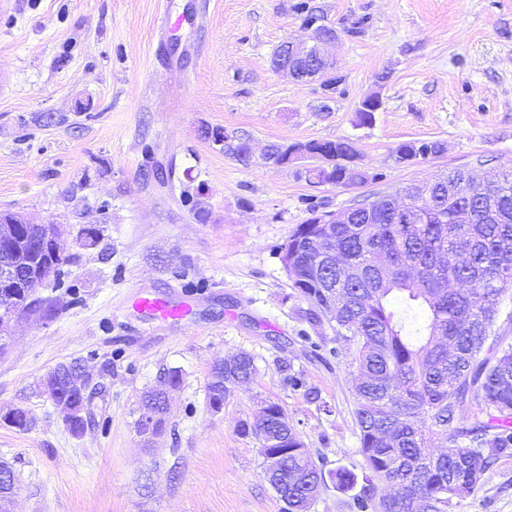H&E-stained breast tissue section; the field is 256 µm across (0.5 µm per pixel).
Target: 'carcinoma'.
<instances>
[{"label": "carcinoma", "mask_w": 512, "mask_h": 512, "mask_svg": "<svg viewBox=\"0 0 512 512\" xmlns=\"http://www.w3.org/2000/svg\"><path fill=\"white\" fill-rule=\"evenodd\" d=\"M205 136L249 163L224 131ZM470 180L475 173L452 170L426 181L405 217L387 194L375 210H358L356 223L336 225V249L362 270L357 279L316 268L311 241L325 227L313 218L280 245L296 257L293 287L312 306V321H321L326 303L317 281L336 291V342L352 350L358 371L354 417L364 465L360 478L345 468L334 476L339 490H357V512H448L453 499L478 489L496 459L512 456V343L497 329L501 319L512 322V312H503L512 291V170L459 198L475 214L462 228L451 221L448 185ZM397 295L402 310L392 305ZM229 366L243 384L256 374L248 353ZM52 372L58 401L88 402L72 386L79 364ZM232 395L207 386L210 406ZM473 405L479 412L469 411ZM266 413L267 425L243 422L238 432L282 454L278 482L288 488V512H309L323 468L280 404L268 402ZM26 414L11 408L0 418L26 430ZM441 438L448 447L438 445Z\"/></svg>", "instance_id": "carcinoma-1"}]
</instances>
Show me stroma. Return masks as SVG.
<instances>
[{"mask_svg":"<svg viewBox=\"0 0 512 512\" xmlns=\"http://www.w3.org/2000/svg\"><path fill=\"white\" fill-rule=\"evenodd\" d=\"M296 2L15 0L0 14V212L61 225L66 259L0 351V413L32 418L25 431L0 420V462L18 486L11 512H282L257 441L238 432L266 400L324 471L361 473L356 369L347 352L331 355V323L304 319L278 248L312 211L455 169H512V0H309L338 32L332 92L271 65L279 45L310 35ZM370 94L381 107L363 125ZM208 127L258 148L347 139L372 179L315 185L292 165H246ZM422 140L441 153L394 163V147ZM186 290V321H147L129 305ZM239 351L257 373L212 413L211 368ZM74 360L94 389L80 436L40 389ZM171 369L183 384L164 434L143 446L139 399ZM448 512H512V457Z\"/></svg>","mask_w":512,"mask_h":512,"instance_id":"obj_1","label":"stroma"}]
</instances>
